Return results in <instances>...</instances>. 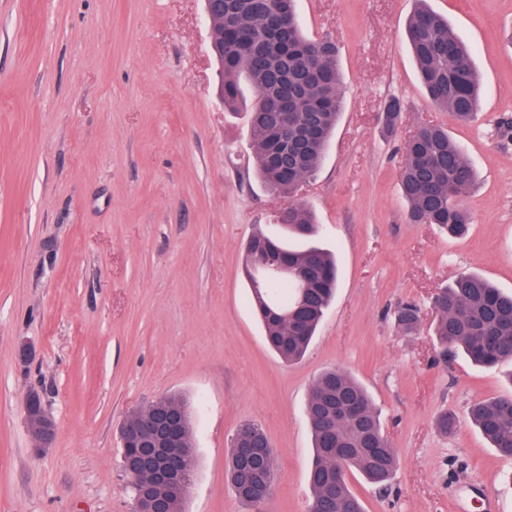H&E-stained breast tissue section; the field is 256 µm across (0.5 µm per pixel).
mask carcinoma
Here are the masks:
<instances>
[{
    "label": "carcinoma",
    "mask_w": 512,
    "mask_h": 512,
    "mask_svg": "<svg viewBox=\"0 0 512 512\" xmlns=\"http://www.w3.org/2000/svg\"><path fill=\"white\" fill-rule=\"evenodd\" d=\"M224 29V108L239 106L240 82L246 80L255 92L248 137L258 176L271 192L291 198L321 166L340 116L336 46L327 37L305 34L296 0H225ZM407 39L432 104L459 121L473 119L480 96L478 75L470 49L448 21L421 6L409 19ZM284 97L289 111L288 134L282 141L286 170L272 161L269 138L270 108ZM400 116V102L390 100L384 108L386 128L394 130ZM475 180L473 165L442 127L423 126L406 144L400 189L412 223L464 233L470 216L461 199ZM276 220L284 239L253 235L244 249L242 269L267 345L282 362L294 364L306 354L334 297L337 265L332 253L315 244L289 245L290 239H312L318 232L316 216L305 204L288 205V216L279 214ZM437 302L434 336L442 354L461 350L488 368L512 362V293L465 273L441 291ZM395 321L402 332L412 334L420 325L419 309L406 303ZM155 405L185 412L183 435L172 451L194 447L187 404L169 396ZM306 414L314 449L309 512H364L346 480L336 481V471L354 469L385 490L398 465L369 394L349 373L327 369L312 384ZM467 416L500 455L512 458L511 395L476 399ZM274 468L263 427L241 424L231 440L227 469L236 497L257 504L260 487L273 481Z\"/></svg>",
    "instance_id": "1"
}]
</instances>
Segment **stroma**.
<instances>
[{
  "label": "stroma",
  "instance_id": "1",
  "mask_svg": "<svg viewBox=\"0 0 512 512\" xmlns=\"http://www.w3.org/2000/svg\"><path fill=\"white\" fill-rule=\"evenodd\" d=\"M471 46L479 111L457 122L420 83L406 25L416 0H298L306 34L338 47L342 114L297 198L339 271L308 353L264 342L241 274L289 201L257 177L248 110L217 96L204 0H0V512H131L120 428L164 396L190 408L194 481L183 512H308L310 387L327 368L370 393L398 456L388 490L346 474L365 512H456L483 485L512 512V459L468 423L477 398L512 395V362L442 358L434 299L462 273L512 292V0H427ZM399 100L386 132L381 114ZM438 124L479 181L453 236L413 224L399 191L404 144ZM420 311L411 336L404 303ZM56 425L36 451L31 391ZM444 412L458 420L443 434ZM262 425L276 457L269 501L227 482L231 439ZM395 321L402 332L412 334L420 325L419 309L414 304L406 303L398 308Z\"/></svg>",
  "mask_w": 512,
  "mask_h": 512
}]
</instances>
